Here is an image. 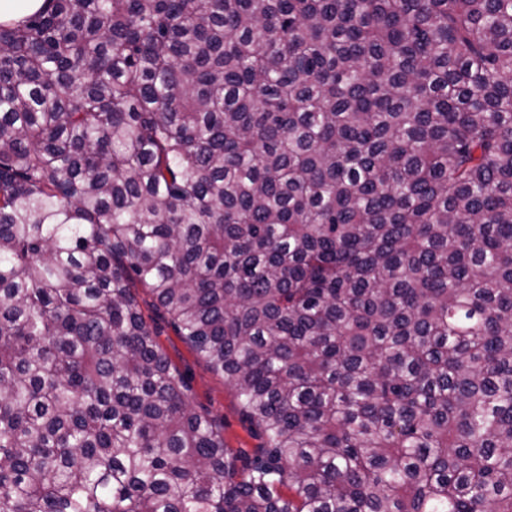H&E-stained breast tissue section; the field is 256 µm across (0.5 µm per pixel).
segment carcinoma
<instances>
[{
  "label": "carcinoma",
  "instance_id": "1",
  "mask_svg": "<svg viewBox=\"0 0 512 512\" xmlns=\"http://www.w3.org/2000/svg\"><path fill=\"white\" fill-rule=\"evenodd\" d=\"M47 2L0 24V512H512V0ZM158 342L172 364L187 376L194 404L224 426L227 447L250 454L258 448L263 440L242 417L236 394L224 376L213 372L172 328H163Z\"/></svg>",
  "mask_w": 512,
  "mask_h": 512
}]
</instances>
